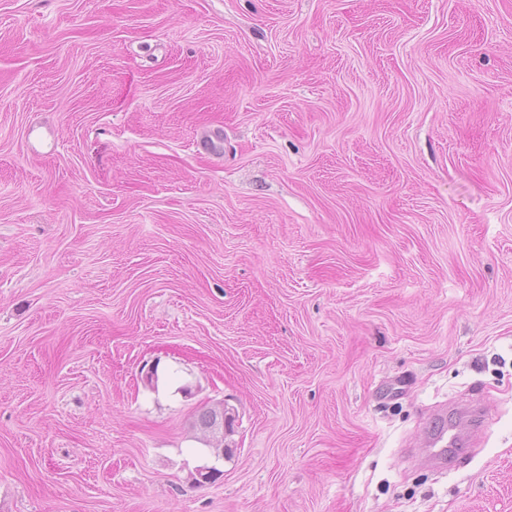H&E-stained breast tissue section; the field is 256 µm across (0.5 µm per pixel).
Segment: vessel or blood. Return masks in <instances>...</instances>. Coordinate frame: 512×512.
Wrapping results in <instances>:
<instances>
[{
    "instance_id": "vessel-or-blood-1",
    "label": "vessel or blood",
    "mask_w": 512,
    "mask_h": 512,
    "mask_svg": "<svg viewBox=\"0 0 512 512\" xmlns=\"http://www.w3.org/2000/svg\"><path fill=\"white\" fill-rule=\"evenodd\" d=\"M459 419L447 423L445 412H438L430 430L420 442L427 453L422 457V464L444 468L450 466L457 456L458 449L463 445H473L483 433V416L478 406L472 403L457 405Z\"/></svg>"
}]
</instances>
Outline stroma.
<instances>
[{
  "label": "stroma",
  "mask_w": 512,
  "mask_h": 512,
  "mask_svg": "<svg viewBox=\"0 0 512 512\" xmlns=\"http://www.w3.org/2000/svg\"><path fill=\"white\" fill-rule=\"evenodd\" d=\"M0 512H512V0H0ZM460 420L446 424V412H438L437 419L431 429L426 432L420 442V447L432 448L424 457L419 459L422 465L436 468H451V461L463 455L457 447L471 446L484 432L483 416L478 406L468 402L456 407ZM437 448V449H435ZM221 409H222L221 419H220V422L215 427H214V425L216 423V420L220 415L219 407H209L207 409H204L202 411V413H200V415L198 416V418L195 422V426L196 427L198 426L201 430H204V431H209L213 427H214L213 431H216L219 429L222 431L221 439L217 440L215 443V444H217L219 442L215 447H220V448H213L222 455V454H224V451H226V448H224V445H223L224 425L226 426L227 421L232 418V416H231L232 413L229 412L226 408L224 409V404H222Z\"/></svg>",
  "instance_id": "1"
}]
</instances>
